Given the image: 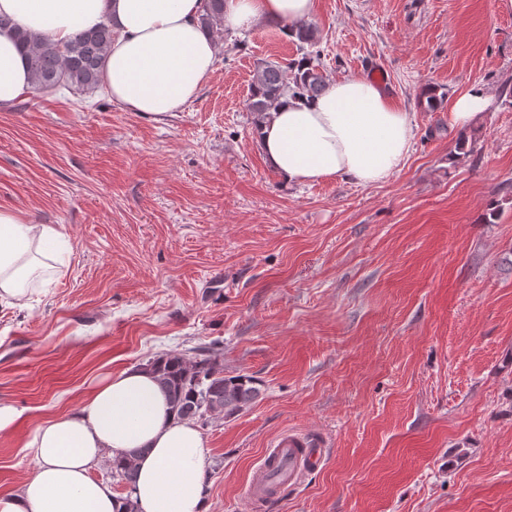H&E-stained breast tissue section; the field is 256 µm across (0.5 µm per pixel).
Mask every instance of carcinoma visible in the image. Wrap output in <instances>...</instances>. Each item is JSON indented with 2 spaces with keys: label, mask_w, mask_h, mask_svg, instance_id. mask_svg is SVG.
I'll return each mask as SVG.
<instances>
[{
  "label": "carcinoma",
  "mask_w": 512,
  "mask_h": 512,
  "mask_svg": "<svg viewBox=\"0 0 512 512\" xmlns=\"http://www.w3.org/2000/svg\"><path fill=\"white\" fill-rule=\"evenodd\" d=\"M200 25L209 35L224 33V0H205ZM112 26L102 23L82 31L66 45L37 37L26 31L18 33V42L27 59L31 88L41 96L67 90L75 96L91 94L101 88L105 59L112 45ZM289 36L299 44L301 56L288 63L289 75L276 62L260 63L252 78L247 111L259 122L276 108L280 99L291 96L313 98L327 85L318 63L321 56L315 31L310 26L290 29ZM442 100L434 86L422 89L418 105L434 111ZM146 368L168 395L176 415L183 419L204 421L215 414L232 416L254 402L260 394L256 380L246 374L224 375L218 355L210 348L201 349L194 361L179 353H170L148 361ZM112 477L131 485L136 480L134 457L130 454L112 460Z\"/></svg>",
  "instance_id": "cac0c4a2"
}]
</instances>
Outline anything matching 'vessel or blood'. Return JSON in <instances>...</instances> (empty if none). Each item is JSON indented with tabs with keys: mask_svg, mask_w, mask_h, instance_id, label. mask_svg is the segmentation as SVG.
Returning <instances> with one entry per match:
<instances>
[{
	"mask_svg": "<svg viewBox=\"0 0 512 512\" xmlns=\"http://www.w3.org/2000/svg\"><path fill=\"white\" fill-rule=\"evenodd\" d=\"M329 442L323 435L292 430L275 440L247 491L254 507L262 508L275 499L280 484L296 483L306 468L319 465Z\"/></svg>",
	"mask_w": 512,
	"mask_h": 512,
	"instance_id": "1",
	"label": "vessel or blood"
}]
</instances>
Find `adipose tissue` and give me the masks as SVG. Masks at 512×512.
I'll list each match as a JSON object with an SVG mask.
<instances>
[{
  "label": "adipose tissue",
  "instance_id": "1",
  "mask_svg": "<svg viewBox=\"0 0 512 512\" xmlns=\"http://www.w3.org/2000/svg\"><path fill=\"white\" fill-rule=\"evenodd\" d=\"M205 0H0V107L31 86L16 34L25 30L67 44L78 31L110 21L116 36L103 81L114 101L164 116L181 111L215 69L216 45L199 19ZM315 0H224V24L264 19L309 21ZM491 101L473 84L448 105L467 130ZM269 165L291 183L351 177L387 180L407 158L415 127L384 87L366 76L339 78L312 99H283L258 128ZM65 235L0 211V305L22 301L58 271ZM35 466L21 487L0 495V512H121L111 485L92 475L105 458L137 450L129 491L140 512H205L204 438L175 418L153 375L127 367L103 376L77 411L39 425L26 443Z\"/></svg>",
  "mask_w": 512,
  "mask_h": 512
}]
</instances>
